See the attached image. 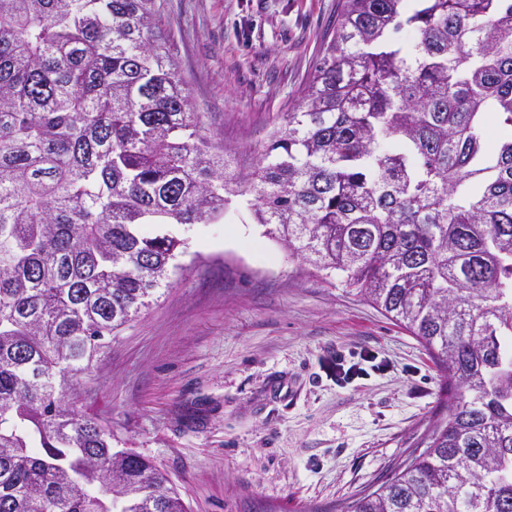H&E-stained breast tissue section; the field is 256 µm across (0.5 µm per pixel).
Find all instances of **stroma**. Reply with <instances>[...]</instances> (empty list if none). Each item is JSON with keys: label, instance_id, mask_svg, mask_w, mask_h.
Returning a JSON list of instances; mask_svg holds the SVG:
<instances>
[{"label": "stroma", "instance_id": "35a3bbf8", "mask_svg": "<svg viewBox=\"0 0 512 512\" xmlns=\"http://www.w3.org/2000/svg\"><path fill=\"white\" fill-rule=\"evenodd\" d=\"M339 0H156V26L234 170L308 82ZM173 285L77 388L113 450L150 460L188 512H345L420 453L442 368L405 328L252 220L174 224ZM376 366L341 386L336 361Z\"/></svg>", "mask_w": 512, "mask_h": 512}]
</instances>
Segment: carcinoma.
Instances as JSON below:
<instances>
[{
	"mask_svg": "<svg viewBox=\"0 0 512 512\" xmlns=\"http://www.w3.org/2000/svg\"><path fill=\"white\" fill-rule=\"evenodd\" d=\"M155 13L0 0V512H187L72 390L186 253L142 226L214 223L246 193L266 236L344 273L448 379L424 450L347 512H512V0H342L247 174Z\"/></svg>",
	"mask_w": 512,
	"mask_h": 512,
	"instance_id": "cac0c4a2",
	"label": "carcinoma"
}]
</instances>
